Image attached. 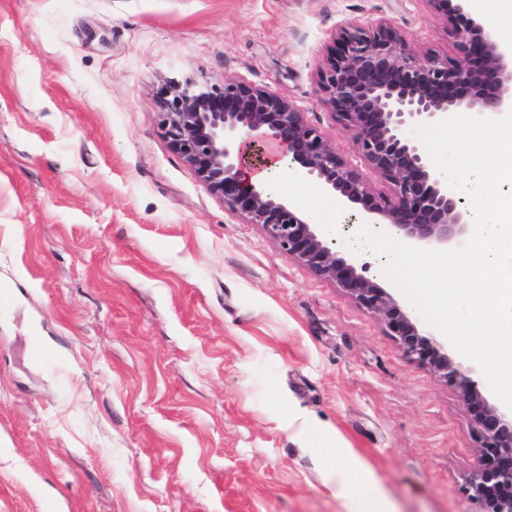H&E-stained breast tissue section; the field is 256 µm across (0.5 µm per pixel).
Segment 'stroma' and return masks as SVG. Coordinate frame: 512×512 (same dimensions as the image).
Instances as JSON below:
<instances>
[{
    "instance_id": "1",
    "label": "stroma",
    "mask_w": 512,
    "mask_h": 512,
    "mask_svg": "<svg viewBox=\"0 0 512 512\" xmlns=\"http://www.w3.org/2000/svg\"><path fill=\"white\" fill-rule=\"evenodd\" d=\"M382 20L456 54L427 0H0V512H347L366 480L388 512H481L478 408L231 212L161 123L174 86L241 81L390 193L318 84L336 31ZM274 189L355 236L318 182ZM359 260L460 359L385 255Z\"/></svg>"
}]
</instances>
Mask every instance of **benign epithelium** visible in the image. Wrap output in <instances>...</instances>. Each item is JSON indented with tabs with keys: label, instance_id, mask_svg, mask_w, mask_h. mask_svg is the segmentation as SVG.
Masks as SVG:
<instances>
[{
	"label": "benign epithelium",
	"instance_id": "benign-epithelium-1",
	"mask_svg": "<svg viewBox=\"0 0 512 512\" xmlns=\"http://www.w3.org/2000/svg\"><path fill=\"white\" fill-rule=\"evenodd\" d=\"M458 38L454 58L409 52L395 28L380 23L340 30L335 54L319 80L336 122L353 132L357 154L392 185L374 195L359 171L339 156L294 106L239 81L224 89L194 83L175 87L163 103L162 123L171 146L224 205L248 224L260 225L288 257L336 282L382 316L411 360L434 368L464 401L484 411L479 420L482 467L469 486L483 512H512V497L494 500L496 488H512V412L491 407L471 369L464 370L424 336L390 293L365 276V265L344 257L310 217L267 186L249 181L251 161L263 165L273 144L301 177L360 206L372 223L404 244L446 249L472 235L474 224L459 193L435 176L425 146L408 130L457 112L502 118L512 112V47L502 46L474 22Z\"/></svg>",
	"mask_w": 512,
	"mask_h": 512
}]
</instances>
